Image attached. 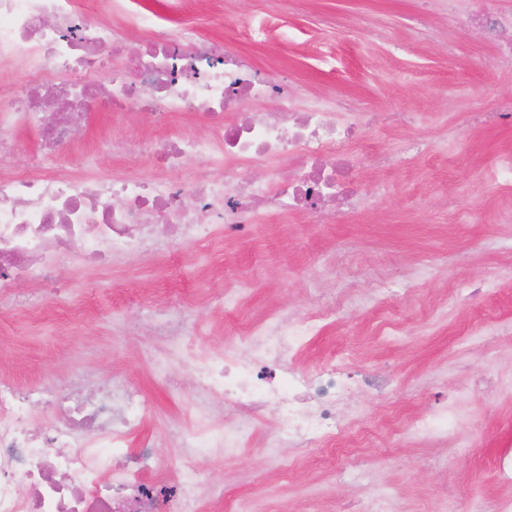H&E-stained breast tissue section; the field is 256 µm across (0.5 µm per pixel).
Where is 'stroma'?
Returning a JSON list of instances; mask_svg holds the SVG:
<instances>
[{
    "instance_id": "35a3bbf8",
    "label": "stroma",
    "mask_w": 512,
    "mask_h": 512,
    "mask_svg": "<svg viewBox=\"0 0 512 512\" xmlns=\"http://www.w3.org/2000/svg\"><path fill=\"white\" fill-rule=\"evenodd\" d=\"M179 18L195 25L204 40H220L248 53L276 81L300 84L306 99L328 95L350 100L357 112H411L405 134H379L376 148L402 153L406 138L437 140L450 135L454 149L427 154L400 170L364 164L361 186L378 205L336 224L317 227L301 217L264 215L243 241L213 239L214 269L194 273L196 246L175 261L132 258L90 275L79 257L56 271L63 285L61 305H49L38 318L11 312L0 318V337L9 348L0 372L18 380L53 378L68 388L72 353L85 350L100 377L119 370L151 398L150 428L161 429L196 399L194 382L181 355L158 362V342L141 332L147 311L164 312L178 296L202 300L190 322V341L200 353L224 348L227 266L247 279L249 318L269 306L307 305L308 288L326 287L318 254L340 251L339 276L372 290L382 284H408L406 300L387 310L357 311L314 337L311 351L336 354L349 367L382 366L403 382L389 402L366 405L374 434L366 456L381 479L407 502L408 512H442L445 489L462 492L473 482L491 487L490 468L498 448L512 442V399L483 384L486 355L460 353L457 343L477 325L512 320V254L500 242L512 236L502 218L512 204L485 174L512 155V126L471 128L474 104L493 111L512 99V65L497 66L496 45L466 20L449 23L446 13H426L423 0H181ZM264 26L267 42L257 44L251 29ZM493 275L498 285L479 295L470 290ZM457 305L444 307L453 294ZM447 308L439 318V308ZM406 330L404 344L379 335L383 316ZM465 395L473 418L469 447L443 456L452 469L427 468L426 451L394 446L385 426L455 392ZM226 492L268 503L305 502L311 486L345 505L355 487L332 480L319 462L299 461L290 478L272 477L257 442L210 473Z\"/></svg>"
}]
</instances>
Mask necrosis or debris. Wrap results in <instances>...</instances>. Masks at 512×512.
Wrapping results in <instances>:
<instances>
[{
  "mask_svg": "<svg viewBox=\"0 0 512 512\" xmlns=\"http://www.w3.org/2000/svg\"><path fill=\"white\" fill-rule=\"evenodd\" d=\"M449 17H466L498 40V60L512 62V12L476 13L471 0H433ZM149 47L132 50L112 0H0V70L23 77L0 83V301L21 302L40 317L55 290V271L71 255L92 269L153 251L175 256L189 243L205 246L225 226L251 235L258 212L300 215L332 224L337 214L376 207L359 179L364 161L393 169L400 156L366 147L378 123L398 128L401 114L379 118L345 103L294 98L244 55L198 40L171 14L141 12ZM272 101L271 112L238 119L244 105ZM132 118L196 117L187 137L154 140L110 137L113 154L165 170L104 177L64 171L61 156L81 141L92 113ZM36 132L26 173L14 159L18 133ZM265 176L256 179L252 172ZM34 289L19 297L17 285ZM315 312L274 308L226 330L222 354L193 363L201 398L189 420L172 419L166 437L177 465L155 452L145 430L153 406L119 374L94 397L63 394L46 379L20 385L0 378V512H258L247 496L225 500L207 476L261 436L269 469L281 478L293 459L332 457L336 479L361 486L354 512H402L392 488L380 482L359 452L366 423L362 401L390 399L395 378L386 370L351 372L329 355L301 357L314 336L344 311L380 304L358 290L310 291ZM187 299L165 316L148 318L156 341L188 353ZM236 418L219 421L223 406ZM54 420L38 426L42 409ZM403 442L467 445L459 399L407 416ZM498 490L455 495L449 512H512V450L490 469Z\"/></svg>",
  "mask_w": 512,
  "mask_h": 512,
  "instance_id": "4bbe7bcc",
  "label": "necrosis or debris"
}]
</instances>
